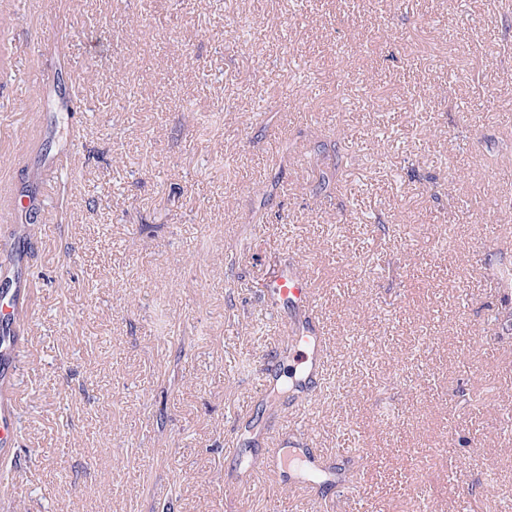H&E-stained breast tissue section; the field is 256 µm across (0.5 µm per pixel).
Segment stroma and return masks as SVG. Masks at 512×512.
<instances>
[{"label":"stroma","instance_id":"35a3bbf8","mask_svg":"<svg viewBox=\"0 0 512 512\" xmlns=\"http://www.w3.org/2000/svg\"><path fill=\"white\" fill-rule=\"evenodd\" d=\"M3 29L0 185L35 210L0 222V512H512V0H0ZM339 136L356 199L316 190ZM289 267L330 352L272 407ZM284 437L357 501L226 488ZM20 356L21 353L16 339L12 340L11 338L9 343L4 341L2 347L0 346V363H2V366L10 367V371L4 376L3 381L7 382L11 388H14ZM15 412L7 390L0 389V450L8 451L14 442Z\"/></svg>","mask_w":512,"mask_h":512}]
</instances>
